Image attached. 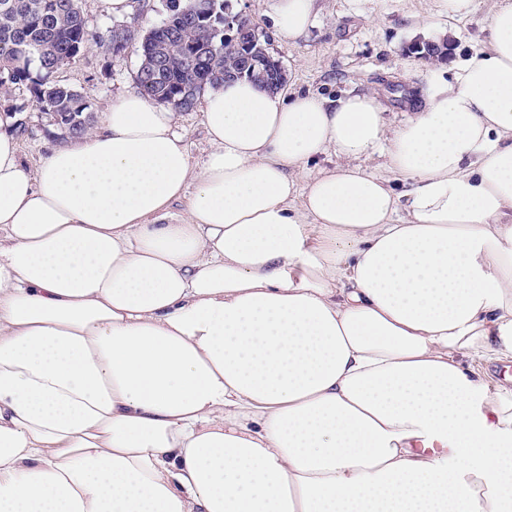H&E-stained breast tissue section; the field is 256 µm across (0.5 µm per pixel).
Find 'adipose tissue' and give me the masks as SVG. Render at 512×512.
I'll return each mask as SVG.
<instances>
[{
	"label": "adipose tissue",
	"mask_w": 512,
	"mask_h": 512,
	"mask_svg": "<svg viewBox=\"0 0 512 512\" xmlns=\"http://www.w3.org/2000/svg\"><path fill=\"white\" fill-rule=\"evenodd\" d=\"M489 31L393 131L246 79L197 168L138 93L34 173L0 129V512H512V392L463 365L512 358V0Z\"/></svg>",
	"instance_id": "ef3b65f1"
}]
</instances>
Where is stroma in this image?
Returning a JSON list of instances; mask_svg holds the SVG:
<instances>
[{"label": "stroma", "instance_id": "1", "mask_svg": "<svg viewBox=\"0 0 512 512\" xmlns=\"http://www.w3.org/2000/svg\"><path fill=\"white\" fill-rule=\"evenodd\" d=\"M503 0H473L469 13L439 16V0H316L314 24L301 38L282 39L274 26L276 0H232L234 10L249 15L269 39L271 53L287 70L282 93L304 92L336 97L349 91L374 95L389 127H397L411 109L410 99L429 84L450 80L453 69L489 38V19ZM449 28L441 37V28ZM448 41V55L428 61L414 53L417 41ZM139 44L118 56L92 45L75 63L58 70L55 80L78 90L94 123H101L117 97L138 91ZM174 128L183 136L192 163L209 150L202 107L177 113ZM66 136L47 134L31 121L19 135L20 159L37 171L51 149Z\"/></svg>", "mask_w": 512, "mask_h": 512}]
</instances>
